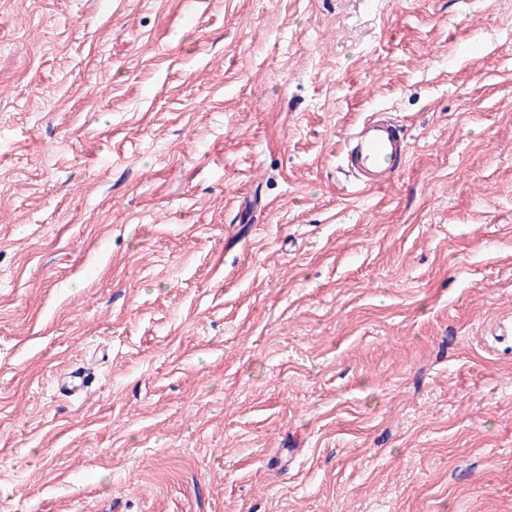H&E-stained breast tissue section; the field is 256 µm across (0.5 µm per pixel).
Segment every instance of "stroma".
I'll return each instance as SVG.
<instances>
[{
    "mask_svg": "<svg viewBox=\"0 0 512 512\" xmlns=\"http://www.w3.org/2000/svg\"><path fill=\"white\" fill-rule=\"evenodd\" d=\"M0 512H512V0H0ZM408 142L404 130L391 118L371 115L352 134L344 165L361 190L391 184L404 170ZM91 373L83 367L71 370L66 374H60L54 380L56 392L65 396L81 395L90 386Z\"/></svg>",
    "mask_w": 512,
    "mask_h": 512,
    "instance_id": "stroma-1",
    "label": "stroma"
}]
</instances>
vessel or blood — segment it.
<instances>
[{
	"mask_svg": "<svg viewBox=\"0 0 512 512\" xmlns=\"http://www.w3.org/2000/svg\"><path fill=\"white\" fill-rule=\"evenodd\" d=\"M408 142L404 130L394 120L370 116L352 134L344 153V165L359 189H380L391 184L404 170ZM91 374L77 368L54 380L56 392L65 396L82 394Z\"/></svg>",
	"mask_w": 512,
	"mask_h": 512,
	"instance_id": "obj_1",
	"label": "vessel or blood"
}]
</instances>
